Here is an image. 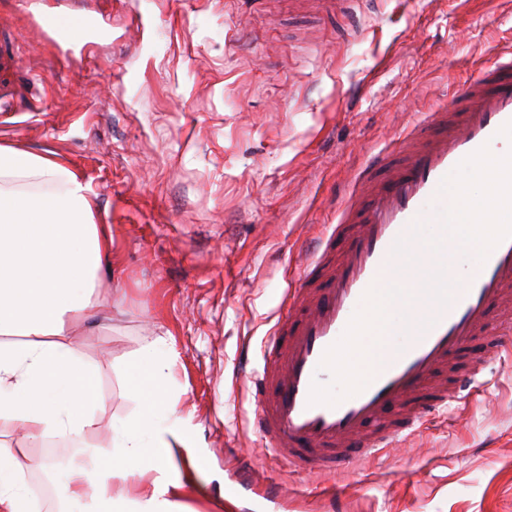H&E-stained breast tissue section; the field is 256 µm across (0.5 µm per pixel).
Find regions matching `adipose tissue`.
<instances>
[{
    "label": "adipose tissue",
    "mask_w": 512,
    "mask_h": 512,
    "mask_svg": "<svg viewBox=\"0 0 512 512\" xmlns=\"http://www.w3.org/2000/svg\"><path fill=\"white\" fill-rule=\"evenodd\" d=\"M112 238L95 223L83 177L52 157L0 145V423L23 439L82 440L105 408L98 369L69 340L71 320H92ZM165 337H149L118 370L136 404L91 462L70 460L64 499L90 512H186L180 491L196 471L191 419L178 408ZM186 456L172 476L175 453ZM22 450L0 447V512H33Z\"/></svg>",
    "instance_id": "obj_1"
}]
</instances>
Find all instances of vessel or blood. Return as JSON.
<instances>
[{
	"label": "vessel or blood",
	"instance_id": "obj_1",
	"mask_svg": "<svg viewBox=\"0 0 512 512\" xmlns=\"http://www.w3.org/2000/svg\"><path fill=\"white\" fill-rule=\"evenodd\" d=\"M37 18L57 46L83 45L98 29L91 14L40 9ZM512 140V48L453 96L409 125L356 171L327 225L289 281L273 331L262 344L264 366L253 377L255 427L275 456L302 469L333 473L374 457L451 398L476 384L490 354L512 350L495 323L512 312V238L499 242L477 274L453 288L449 305L426 303L410 322L435 317L393 354L369 385L337 406L309 405L325 351L343 335L365 292L392 265L411 225L438 221L448 204L442 180L465 158L489 147L506 153Z\"/></svg>",
	"mask_w": 512,
	"mask_h": 512
}]
</instances>
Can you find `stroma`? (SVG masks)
Wrapping results in <instances>:
<instances>
[{"instance_id":"1","label":"stroma","mask_w":512,"mask_h":512,"mask_svg":"<svg viewBox=\"0 0 512 512\" xmlns=\"http://www.w3.org/2000/svg\"><path fill=\"white\" fill-rule=\"evenodd\" d=\"M58 2L98 17L89 55L62 56L25 0H0L19 103L0 144L79 172L112 235L97 324L73 336L106 399L86 446L134 408L119 364L163 336L197 448L190 512H512L511 363L349 477L268 454L241 375L338 190L512 44V0ZM241 465L280 502L236 484Z\"/></svg>"}]
</instances>
